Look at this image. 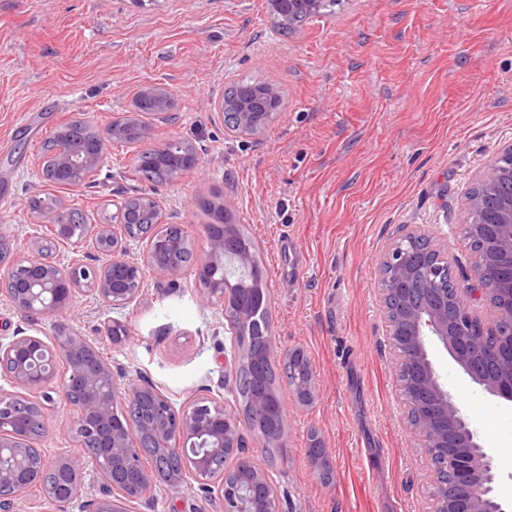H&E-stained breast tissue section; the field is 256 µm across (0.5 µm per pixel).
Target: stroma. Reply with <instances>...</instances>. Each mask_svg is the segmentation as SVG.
Returning a JSON list of instances; mask_svg holds the SVG:
<instances>
[{
	"mask_svg": "<svg viewBox=\"0 0 512 512\" xmlns=\"http://www.w3.org/2000/svg\"><path fill=\"white\" fill-rule=\"evenodd\" d=\"M277 81L284 105L266 130L231 139L214 108L228 79ZM147 87L172 102L171 121L135 112ZM99 130L125 116L148 142H189L200 164L163 184L134 178L139 152L112 143L93 181L50 186L43 144L78 116ZM512 142V0H340L299 31L273 29L268 0H0V235L49 241L31 197L112 215L117 196L157 192L167 221L200 241L201 197L234 199L258 245L278 349L303 348L318 390L289 407L268 462L278 512H429L428 460L414 448L382 334L378 261L403 225L447 241L455 277L469 275L464 195ZM130 336L112 346V319ZM113 364L140 371L174 402L227 396L224 316L204 306L193 276L147 273L138 300L112 309L80 293L65 318ZM430 357L497 460L512 501V404L472 383L442 346ZM54 406L46 458L80 454L75 412ZM319 437L326 463L308 454ZM151 512H224L218 493L157 485Z\"/></svg>",
	"mask_w": 512,
	"mask_h": 512,
	"instance_id": "1",
	"label": "stroma"
}]
</instances>
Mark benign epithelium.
Segmentation results:
<instances>
[{"instance_id":"benign-epithelium-1","label":"benign epithelium","mask_w":512,"mask_h":512,"mask_svg":"<svg viewBox=\"0 0 512 512\" xmlns=\"http://www.w3.org/2000/svg\"><path fill=\"white\" fill-rule=\"evenodd\" d=\"M239 126L227 134L255 135L252 105L238 106ZM127 121L118 118L104 132L91 130L81 146L59 147L55 161L68 175L64 185L78 186L103 166L112 141L125 136ZM512 157V143L501 146L478 184L493 192L498 163ZM158 215V223L143 224L134 234L123 221L129 198L112 201V223L85 224L73 236V209L61 206L54 215L52 234L74 246L91 243L104 262L99 266L75 259L62 265L43 249H33L5 266L3 255L14 253L13 243L0 237V294L20 315L23 325L8 338L0 337V375L12 389L0 387V512H17L19 499L31 490L41 492L48 512H133L153 501L156 483L178 492L196 483L216 489L224 512H277V492L267 469L246 451L252 439L265 448H279L285 432L284 397L279 391L258 388L250 400L252 421L223 399L193 398L175 406L154 383H120L123 372L105 359L99 347L72 331L61 320L75 293L83 291L114 309L136 301L143 291L145 271L176 281L194 277L200 300L216 307L224 317V332L231 341L225 358L236 393L243 366L252 376L263 377L267 364L278 359L286 364L283 384L289 400L300 407L312 404L317 380L306 352L293 348L277 351L272 330H266L264 350L250 353L238 345L237 336L260 308L270 306L263 288L242 284L256 271L255 253L238 246L240 227L204 225L202 254L181 260L166 256L180 253L179 242L165 234H183L180 226L166 224L160 201L145 195ZM464 237L486 239L483 250L472 254L477 286L455 283L449 294L442 288L453 257L448 246L422 230L405 233L379 261L380 303L386 336L393 350L392 364L407 409L413 447L427 459L439 457L460 493L448 495V485L433 482L432 512H512L495 491L492 457L463 413L455 396L435 369L428 347L437 341L450 352L462 371L488 395L512 402V197L498 207H486L471 193L463 207ZM145 242L138 258L129 256L128 242ZM485 313L475 312L474 304ZM53 320V333L43 322ZM103 335L114 346L129 338L125 323L114 320ZM496 336L493 348L487 336ZM65 373L58 375L59 367ZM58 381L61 395L76 411L74 427L83 458L95 464L98 492L83 494L81 461L62 454L52 461L40 458L32 466L36 447L32 436L46 431V406L52 396L45 388ZM279 415L274 431L258 422ZM225 461L224 470L209 468L211 459Z\"/></svg>"}]
</instances>
